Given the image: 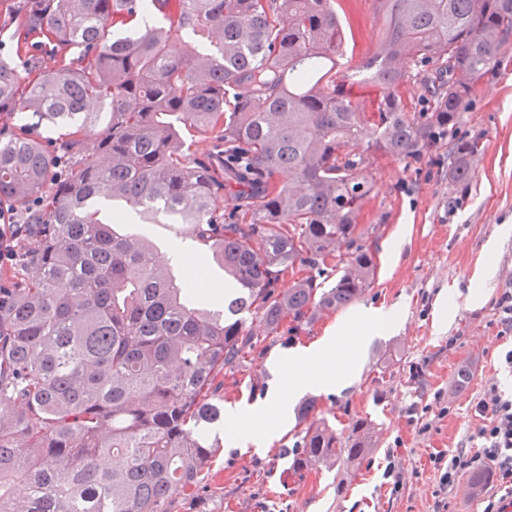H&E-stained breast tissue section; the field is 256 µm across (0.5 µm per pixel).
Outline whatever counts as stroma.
<instances>
[{
    "label": "stroma",
    "mask_w": 512,
    "mask_h": 512,
    "mask_svg": "<svg viewBox=\"0 0 512 512\" xmlns=\"http://www.w3.org/2000/svg\"><path fill=\"white\" fill-rule=\"evenodd\" d=\"M344 24V60L356 67L376 48L385 21L375 0H336ZM504 62L481 78L460 135L480 138L482 152L469 183L448 176V151L402 162L381 158L366 171L374 189L360 226H374L378 276L351 307L328 312L304 329L259 333L246 371L224 377V406L264 400L275 362L324 336L337 319L368 307L398 310L397 328L371 337L359 351L358 380L340 393H317L321 414L350 433L356 420L376 427L375 449L348 472L319 468L304 477L283 455L300 429L296 415L265 447L222 445L204 493L227 512H432L438 479L433 457L471 446L481 420L472 407L486 382L512 395V369L503 362L512 338L501 335L495 303L512 289V41ZM408 234L399 254L385 245L399 225ZM452 309L439 325V303ZM467 382H459L461 369ZM417 405L419 423L407 409ZM449 414H442V407ZM428 422L420 431V422ZM403 473L392 492L387 463Z\"/></svg>",
    "instance_id": "35a3bbf8"
}]
</instances>
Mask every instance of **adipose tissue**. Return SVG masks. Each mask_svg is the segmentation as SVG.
<instances>
[{
  "instance_id": "obj_1",
  "label": "adipose tissue",
  "mask_w": 512,
  "mask_h": 512,
  "mask_svg": "<svg viewBox=\"0 0 512 512\" xmlns=\"http://www.w3.org/2000/svg\"><path fill=\"white\" fill-rule=\"evenodd\" d=\"M395 310L370 308L337 320L324 336L296 349L287 361L279 362V372L302 369L298 379L278 382L260 407L228 410L224 416V437L228 443L262 446L270 433L269 423L288 418L297 392L302 390L333 393L347 386L355 372L360 345L370 336L397 325Z\"/></svg>"
}]
</instances>
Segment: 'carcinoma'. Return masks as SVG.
I'll return each instance as SVG.
<instances>
[{"instance_id":"1","label":"carcinoma","mask_w":512,"mask_h":512,"mask_svg":"<svg viewBox=\"0 0 512 512\" xmlns=\"http://www.w3.org/2000/svg\"><path fill=\"white\" fill-rule=\"evenodd\" d=\"M376 2L384 37L350 74L336 0L22 5L23 35L51 50L35 68L23 46L0 61V205L32 209L0 282V512H172L178 497L217 512L202 482L220 391L255 330L307 324L375 283V227L357 224L371 159L446 143L449 176L471 180L479 142L458 125L503 61L512 0ZM420 66L432 102L411 112ZM187 132L210 148L189 151ZM88 139L96 159L73 162ZM161 216L191 225L225 279L177 272L123 231ZM317 409L300 406L284 450L295 475L372 449L371 422L345 437Z\"/></svg>"}]
</instances>
